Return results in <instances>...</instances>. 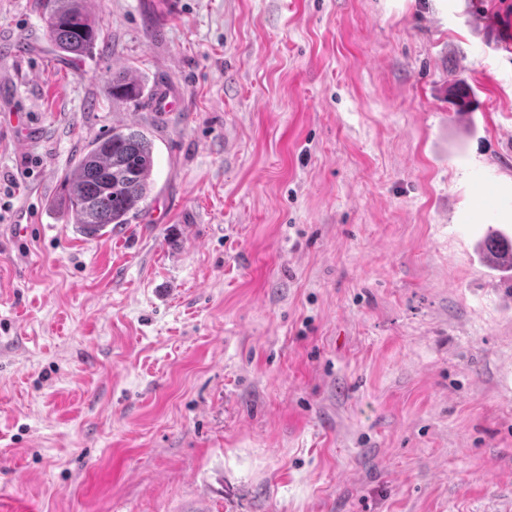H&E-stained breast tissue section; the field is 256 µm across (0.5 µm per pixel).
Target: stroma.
Returning <instances> with one entry per match:
<instances>
[{
	"label": "stroma",
	"instance_id": "stroma-1",
	"mask_svg": "<svg viewBox=\"0 0 512 512\" xmlns=\"http://www.w3.org/2000/svg\"><path fill=\"white\" fill-rule=\"evenodd\" d=\"M88 9L77 61L0 0V512H512V0ZM118 125L154 189L88 240ZM145 83L127 73L112 77V97L116 100L131 101L139 105L144 95ZM151 141L140 131L114 126L82 148L62 179L60 206L68 224H79L87 239L105 228L129 224L153 189ZM113 224V225H112ZM489 265L503 273L512 270V240L501 232L494 231L486 238V244L480 248Z\"/></svg>",
	"mask_w": 512,
	"mask_h": 512
}]
</instances>
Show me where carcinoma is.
<instances>
[{
    "label": "carcinoma",
    "mask_w": 512,
    "mask_h": 512,
    "mask_svg": "<svg viewBox=\"0 0 512 512\" xmlns=\"http://www.w3.org/2000/svg\"><path fill=\"white\" fill-rule=\"evenodd\" d=\"M47 34L52 44L73 58L94 55L102 40L87 0H49ZM145 83L126 73L112 77V98L140 104ZM154 157L151 141L127 126H114L82 148L62 179L59 202L68 223L80 225L87 239L102 236L113 225L130 224L153 189ZM481 252L499 271L512 270V240L494 231Z\"/></svg>",
    "instance_id": "cac0c4a2"
}]
</instances>
